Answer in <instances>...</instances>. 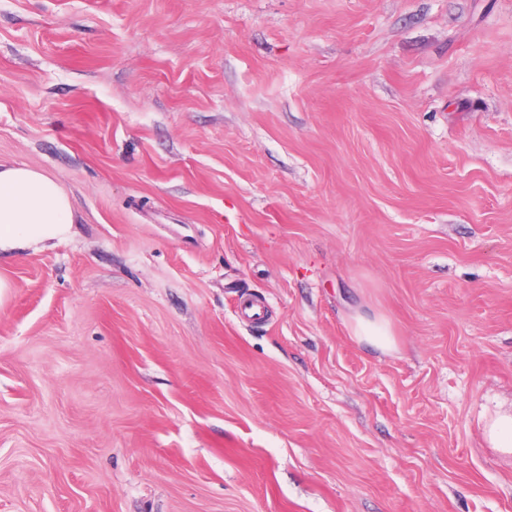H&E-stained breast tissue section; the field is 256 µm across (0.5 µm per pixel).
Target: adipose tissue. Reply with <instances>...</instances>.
Masks as SVG:
<instances>
[{"label": "adipose tissue", "mask_w": 512, "mask_h": 512, "mask_svg": "<svg viewBox=\"0 0 512 512\" xmlns=\"http://www.w3.org/2000/svg\"><path fill=\"white\" fill-rule=\"evenodd\" d=\"M76 222L71 199L54 177L25 165L0 163V251L67 239ZM350 331L358 341L381 351L397 348L383 315L354 313Z\"/></svg>", "instance_id": "adipose-tissue-1"}]
</instances>
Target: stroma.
I'll return each instance as SVG.
<instances>
[{"label":"stroma","instance_id":"stroma-1","mask_svg":"<svg viewBox=\"0 0 512 512\" xmlns=\"http://www.w3.org/2000/svg\"><path fill=\"white\" fill-rule=\"evenodd\" d=\"M0 163V512H512V0H0ZM77 217L69 195L51 175L25 165L0 163V251L62 241ZM351 335L360 342L375 347L383 352H392L397 349L391 325L387 318L381 314L372 316L356 312L350 317ZM486 434L496 448L512 451V414L497 415L487 425Z\"/></svg>","mask_w":512,"mask_h":512}]
</instances>
